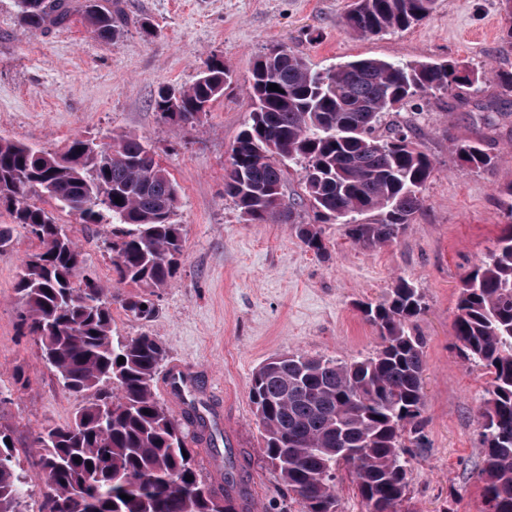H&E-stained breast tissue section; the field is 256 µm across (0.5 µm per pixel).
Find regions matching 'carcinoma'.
I'll list each match as a JSON object with an SVG mask.
<instances>
[{
	"instance_id": "1",
	"label": "carcinoma",
	"mask_w": 512,
	"mask_h": 512,
	"mask_svg": "<svg viewBox=\"0 0 512 512\" xmlns=\"http://www.w3.org/2000/svg\"><path fill=\"white\" fill-rule=\"evenodd\" d=\"M434 4L355 0L340 23L361 36L405 30L429 17ZM16 7L29 31L61 27L75 10L103 39L123 28L119 0L109 6L16 0ZM232 79L230 66L212 56L191 85L160 87L154 109L167 122L198 124L202 109ZM485 79L450 62L365 58L314 71L291 50L284 60L260 56L248 86L252 110L229 155L238 169L224 172V195L249 221L289 222L297 202L285 201L281 189L290 162L299 166L307 205L321 222L346 224L358 245L391 243L395 229L406 228L422 207L434 167L412 127L377 134L381 118L428 94L477 92ZM271 84L279 90H269ZM453 149L473 169L491 172L498 162L478 141ZM149 150L140 137L123 133L98 144L75 138L54 152L0 136V208L13 220L0 224V248L9 245L16 224L39 243L17 282L22 325L64 388L88 395L69 424L45 427L34 438L49 512H81L83 496L94 501L92 512H248L245 474L232 453L225 455L219 494L200 477L191 449L199 436L188 425L203 428L204 418L177 419L157 397L153 381L165 359L160 343L115 332L112 294L79 277L82 249L32 202L46 197L86 224L110 227L112 274L136 288L122 306L149 320L156 312L153 289L168 285L184 249L182 225L174 220L177 185ZM373 212L378 219L359 222ZM298 237L316 255L327 254L315 225L299 228ZM357 309L380 333L373 355L350 363L289 355L253 374L250 399L265 456L301 512H341L336 471L342 465L365 512H414L403 448L423 445L424 343L410 324L425 307L418 289L402 280L385 301ZM453 330L464 359L490 374L479 412L480 512H512V224L462 277ZM10 438L0 428V454L7 456L0 463V512H22L25 481Z\"/></svg>"
}]
</instances>
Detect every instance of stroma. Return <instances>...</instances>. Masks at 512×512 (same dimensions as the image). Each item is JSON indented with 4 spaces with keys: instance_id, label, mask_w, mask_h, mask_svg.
<instances>
[{
    "instance_id": "35a3bbf8",
    "label": "stroma",
    "mask_w": 512,
    "mask_h": 512,
    "mask_svg": "<svg viewBox=\"0 0 512 512\" xmlns=\"http://www.w3.org/2000/svg\"><path fill=\"white\" fill-rule=\"evenodd\" d=\"M351 0H121L125 27L97 36L81 16L62 27L28 32L15 0H0V136L57 151L81 137L115 132L141 137L176 183L185 246L171 282L157 289L155 318L127 316L129 285L112 277L107 228L55 208L57 223L84 253V272L110 288L112 318L124 336L142 333L163 346L167 364L199 374L198 389L214 413L216 457L233 452L247 472L256 512H299L262 448L249 398L254 372L271 357L302 354L350 362L380 345L357 303L380 302L399 280L418 288L424 312L414 331L424 341V447L407 451L409 495L418 512H479L478 412L489 379L460 354L453 320L460 280L480 264L512 214L502 205L512 184V91L488 81L482 92L433 94L383 117L380 132L412 125L434 163L422 208L393 243L353 244L341 224L321 227L326 256L307 251L297 227L314 221L308 206L291 223L247 221L224 194L231 145L251 111L247 87L255 59L287 46L315 70L358 58L449 61L479 72H512L501 38L512 25L505 0H436L413 27L362 38L340 26ZM218 56L235 81L195 126L161 120L159 87L194 82ZM482 141L498 157L494 171L466 166L453 142ZM39 248L23 228L0 249V426L16 439L17 469L29 478L24 512H49L39 480L36 434L69 423L84 403L59 383L34 337L19 329L23 307L16 281Z\"/></svg>"
}]
</instances>
